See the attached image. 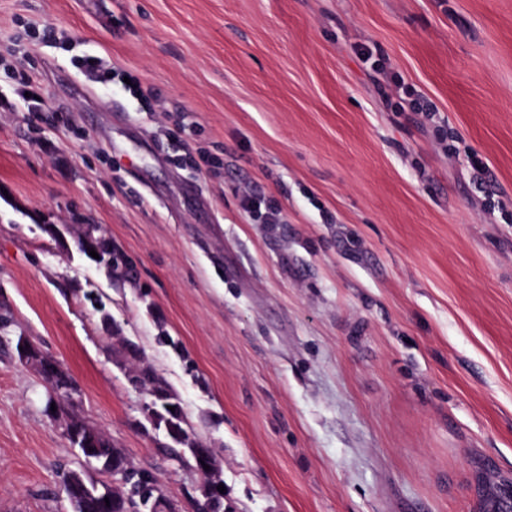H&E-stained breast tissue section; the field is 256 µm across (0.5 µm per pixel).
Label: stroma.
<instances>
[{
	"label": "stroma",
	"mask_w": 512,
	"mask_h": 512,
	"mask_svg": "<svg viewBox=\"0 0 512 512\" xmlns=\"http://www.w3.org/2000/svg\"><path fill=\"white\" fill-rule=\"evenodd\" d=\"M143 365L231 512L512 493V0H0V512H73L72 416L193 512ZM94 231H97L94 227H88L82 231V235H88L92 238L95 251L99 255L101 261H105L112 271H118L122 262L118 261V258L113 255L112 252V241L104 235L94 236ZM81 235V236H82ZM19 346H22L23 351H20ZM17 351L20 361L30 366L41 378L58 375L61 371L60 365L55 360L43 356L34 346L23 340L19 341Z\"/></svg>",
	"instance_id": "stroma-1"
}]
</instances>
